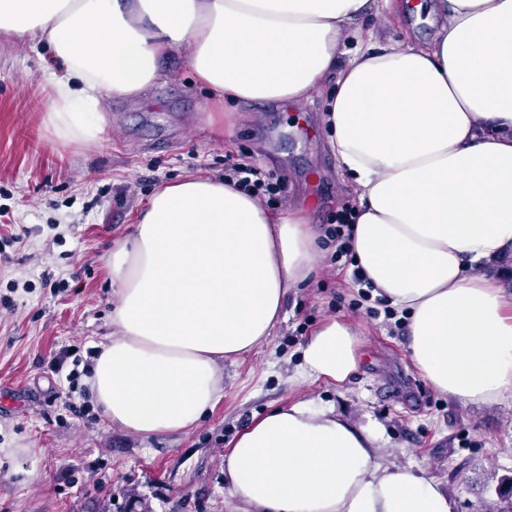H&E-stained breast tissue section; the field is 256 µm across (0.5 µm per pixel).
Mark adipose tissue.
<instances>
[{
    "label": "adipose tissue",
    "instance_id": "1",
    "mask_svg": "<svg viewBox=\"0 0 512 512\" xmlns=\"http://www.w3.org/2000/svg\"><path fill=\"white\" fill-rule=\"evenodd\" d=\"M391 0H0V36L50 45L45 124L58 144L104 132L106 99L144 91L183 52L229 130L228 102L324 99L323 128L354 180L350 249L372 295L407 318L432 388L463 404L512 390V301L481 275L512 256V0H440L428 44L361 23ZM307 213L273 212L228 179L191 174L150 198L109 257L114 332L87 383L113 425L191 430L224 394V363L267 342L316 269ZM358 333L333 318L301 375L343 385ZM379 432L299 401L224 455L253 512H451L439 483L385 463Z\"/></svg>",
    "mask_w": 512,
    "mask_h": 512
}]
</instances>
